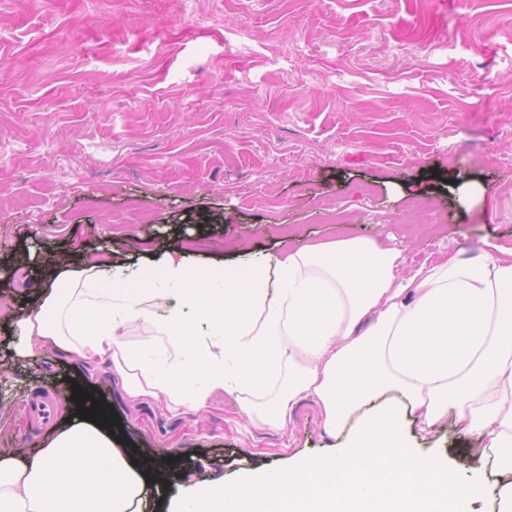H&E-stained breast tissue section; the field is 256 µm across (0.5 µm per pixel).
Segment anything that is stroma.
Returning a JSON list of instances; mask_svg holds the SVG:
<instances>
[{
    "label": "stroma",
    "mask_w": 512,
    "mask_h": 512,
    "mask_svg": "<svg viewBox=\"0 0 512 512\" xmlns=\"http://www.w3.org/2000/svg\"><path fill=\"white\" fill-rule=\"evenodd\" d=\"M344 237L400 249L407 272L512 249V0H0V322L35 245L125 262L174 244L206 263ZM74 380L190 482L332 443L312 401L284 430L234 393L175 414L0 337V455L43 439L30 399L58 395L62 417ZM467 443L447 427L414 445L462 473Z\"/></svg>",
    "instance_id": "stroma-1"
}]
</instances>
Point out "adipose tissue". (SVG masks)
<instances>
[{
  "instance_id": "1",
  "label": "adipose tissue",
  "mask_w": 512,
  "mask_h": 512,
  "mask_svg": "<svg viewBox=\"0 0 512 512\" xmlns=\"http://www.w3.org/2000/svg\"><path fill=\"white\" fill-rule=\"evenodd\" d=\"M27 265L35 294L15 322L17 356L50 342L173 412L238 393L276 428L312 398L334 444L285 470L184 485L163 505L166 464L128 450L105 402L71 400L47 439L0 456V512H249L257 499L267 512H512V261L459 252L406 275L398 248L342 238L201 269L168 251L133 284L108 258L43 250ZM135 323L162 357L127 341ZM408 418L469 437L468 480L413 447Z\"/></svg>"
}]
</instances>
